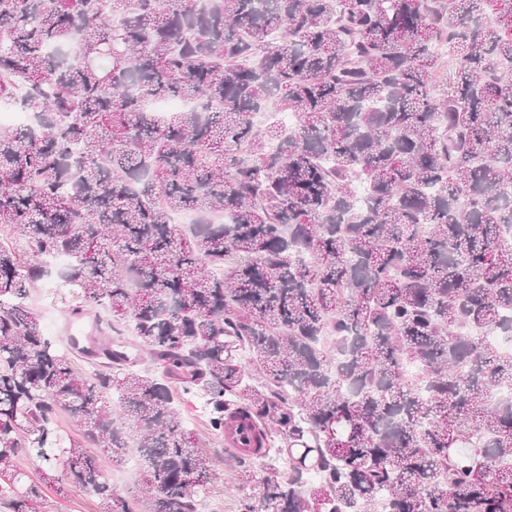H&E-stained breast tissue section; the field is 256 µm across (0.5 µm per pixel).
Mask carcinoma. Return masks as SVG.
I'll use <instances>...</instances> for the list:
<instances>
[{
  "label": "carcinoma",
  "mask_w": 512,
  "mask_h": 512,
  "mask_svg": "<svg viewBox=\"0 0 512 512\" xmlns=\"http://www.w3.org/2000/svg\"><path fill=\"white\" fill-rule=\"evenodd\" d=\"M508 64L512 0H0V108L34 115L0 131L4 512L63 481L199 512L187 397L257 425L236 512H512ZM59 255L70 313L110 316L90 372L28 301Z\"/></svg>",
  "instance_id": "1"
}]
</instances>
